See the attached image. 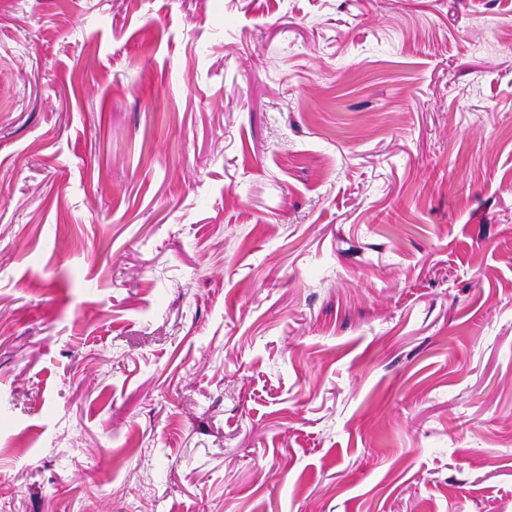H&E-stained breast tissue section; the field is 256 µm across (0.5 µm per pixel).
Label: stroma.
Instances as JSON below:
<instances>
[{
    "mask_svg": "<svg viewBox=\"0 0 512 512\" xmlns=\"http://www.w3.org/2000/svg\"><path fill=\"white\" fill-rule=\"evenodd\" d=\"M0 512H512V0H0Z\"/></svg>",
    "mask_w": 512,
    "mask_h": 512,
    "instance_id": "1",
    "label": "stroma"
}]
</instances>
